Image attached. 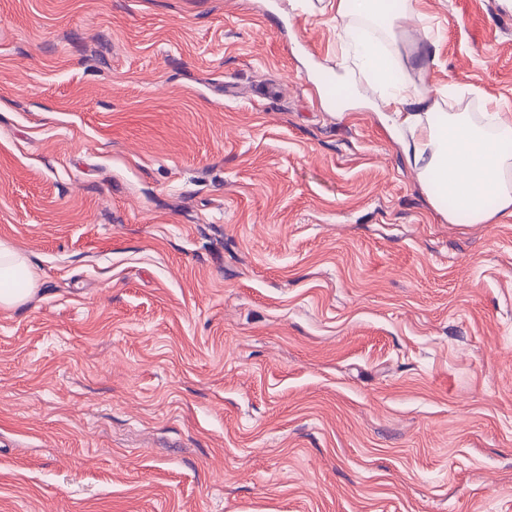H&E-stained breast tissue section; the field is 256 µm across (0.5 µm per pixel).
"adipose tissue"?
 I'll return each mask as SVG.
<instances>
[{
	"mask_svg": "<svg viewBox=\"0 0 512 512\" xmlns=\"http://www.w3.org/2000/svg\"><path fill=\"white\" fill-rule=\"evenodd\" d=\"M364 80L385 87L378 106L388 110L392 133L398 134L407 161L423 186L436 197H453L458 206L449 223L467 218L472 224L512 222V114H497L492 131L475 124L466 112H425L426 95L408 96L392 61L374 48L355 46ZM36 277L26 257L0 241V307L25 303Z\"/></svg>",
	"mask_w": 512,
	"mask_h": 512,
	"instance_id": "obj_1",
	"label": "adipose tissue"
}]
</instances>
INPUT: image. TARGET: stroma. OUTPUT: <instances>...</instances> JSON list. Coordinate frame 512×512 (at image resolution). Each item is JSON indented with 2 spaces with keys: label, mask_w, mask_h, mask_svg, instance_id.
Listing matches in <instances>:
<instances>
[{
  "label": "stroma",
  "mask_w": 512,
  "mask_h": 512,
  "mask_svg": "<svg viewBox=\"0 0 512 512\" xmlns=\"http://www.w3.org/2000/svg\"><path fill=\"white\" fill-rule=\"evenodd\" d=\"M512 112V0H402ZM336 0H0V512H512V223L452 224ZM36 277L26 257L10 243L0 241V307L25 303L34 291Z\"/></svg>",
  "instance_id": "obj_1"
}]
</instances>
